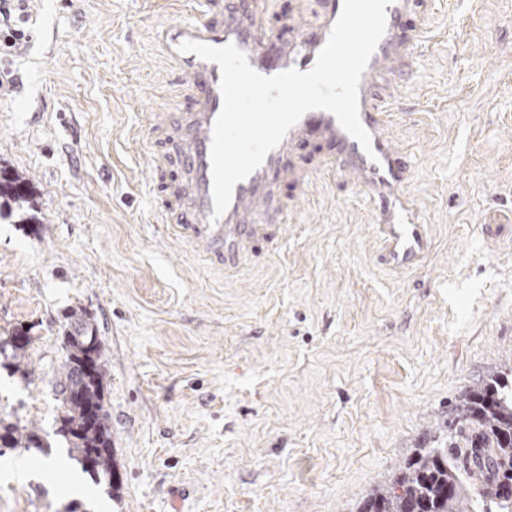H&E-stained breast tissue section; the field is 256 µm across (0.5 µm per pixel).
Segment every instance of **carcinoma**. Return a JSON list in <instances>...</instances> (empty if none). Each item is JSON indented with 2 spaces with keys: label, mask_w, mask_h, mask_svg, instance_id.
<instances>
[{
  "label": "carcinoma",
  "mask_w": 512,
  "mask_h": 512,
  "mask_svg": "<svg viewBox=\"0 0 512 512\" xmlns=\"http://www.w3.org/2000/svg\"><path fill=\"white\" fill-rule=\"evenodd\" d=\"M34 209L30 181L0 170V217ZM63 325L67 360L57 383L63 415L59 431L67 455L96 484H113L109 413L102 388L107 362L97 324L82 310H71ZM0 342L19 362L27 345ZM8 448H29L33 435L0 434ZM360 512H512V359L487 374L459 399L453 418L438 427L434 447L422 448L400 466L393 483L380 487Z\"/></svg>",
  "instance_id": "cac0c4a2"
}]
</instances>
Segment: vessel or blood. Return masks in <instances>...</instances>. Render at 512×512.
<instances>
[{
	"label": "vessel or blood",
	"mask_w": 512,
	"mask_h": 512,
	"mask_svg": "<svg viewBox=\"0 0 512 512\" xmlns=\"http://www.w3.org/2000/svg\"><path fill=\"white\" fill-rule=\"evenodd\" d=\"M342 6L343 0H324L320 22L302 29L296 40L288 42L275 41L265 19L243 12L236 0H197L192 16L155 28L154 39L161 54L193 90L187 111L150 115L162 146L160 164H178L186 175L185 183L176 189L174 202L162 206L163 222L176 238L188 242L199 258L232 267L244 246L272 236L273 225L256 223L255 217L261 212L273 213L275 182L288 173L294 150L313 138L325 146V173L347 177L375 205L380 220L374 233L383 244L386 264L406 270L427 256L432 238L404 192L410 168L390 132L393 104L381 90L382 80L408 64L405 52L411 38L407 19L415 10V0H391L386 8L385 32L359 83V118L371 138V151H364L331 113L309 111L263 163L234 186L225 213L218 218L213 215L211 144L213 124L223 104L221 72L216 63L179 52V45L187 40L217 47L235 45L251 67L264 76L290 69L306 72L314 67Z\"/></svg>",
	"instance_id": "vessel-or-blood-1"
}]
</instances>
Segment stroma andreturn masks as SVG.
Masks as SVG:
<instances>
[{
    "label": "stroma",
    "mask_w": 512,
    "mask_h": 512,
    "mask_svg": "<svg viewBox=\"0 0 512 512\" xmlns=\"http://www.w3.org/2000/svg\"><path fill=\"white\" fill-rule=\"evenodd\" d=\"M190 0H25L30 33L0 58V168L30 178L37 223L0 220V423L32 428L52 472L0 477V512H357L460 396L512 357V0H419L431 41L388 86L410 152L407 192L433 248L379 257L363 194L315 173L310 140L274 187L284 219L238 267L197 262L158 210L173 183L151 154L155 111L190 87L152 40ZM276 35L322 0H252ZM107 354L113 489L54 433L67 310Z\"/></svg>",
    "instance_id": "obj_1"
}]
</instances>
